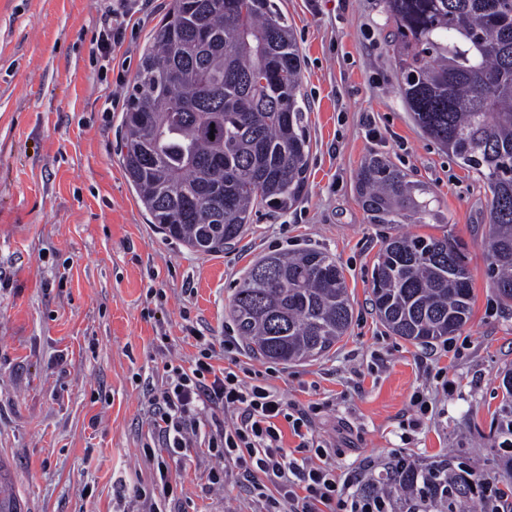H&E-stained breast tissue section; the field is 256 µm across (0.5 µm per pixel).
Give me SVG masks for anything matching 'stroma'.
I'll return each mask as SVG.
<instances>
[{
  "mask_svg": "<svg viewBox=\"0 0 512 512\" xmlns=\"http://www.w3.org/2000/svg\"><path fill=\"white\" fill-rule=\"evenodd\" d=\"M279 5L309 104L307 187L287 213L254 211L232 248L201 254L149 223L118 150L126 94L172 0H146L106 65L92 52L102 0H0V474L19 512H143L137 493L154 471L141 454L142 381L161 383L165 360H191L196 329L226 366L236 355L222 345L236 333L229 308L248 268L299 248L327 250L343 268L350 329L319 358L248 363L289 402L317 405L315 430L337 466L490 457L512 309L487 275L483 184L410 118L383 0ZM373 154L430 186L446 218L430 231L461 246L471 274V318L433 343L430 362L370 304L385 231L357 182ZM422 390L436 407L413 431L405 420ZM216 465L198 452L173 467L182 512H247L236 468L205 490Z\"/></svg>",
  "mask_w": 512,
  "mask_h": 512,
  "instance_id": "1",
  "label": "stroma"
}]
</instances>
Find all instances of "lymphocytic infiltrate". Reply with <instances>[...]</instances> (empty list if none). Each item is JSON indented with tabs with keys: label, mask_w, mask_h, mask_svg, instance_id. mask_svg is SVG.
Segmentation results:
<instances>
[{
	"label": "lymphocytic infiltrate",
	"mask_w": 512,
	"mask_h": 512,
	"mask_svg": "<svg viewBox=\"0 0 512 512\" xmlns=\"http://www.w3.org/2000/svg\"><path fill=\"white\" fill-rule=\"evenodd\" d=\"M135 8L136 0L106 7L96 39L100 56L110 57L121 43ZM196 347L191 361H165L162 385L143 388L148 439L142 453L155 469L150 488L140 493L148 512H173L170 465L200 448L222 463L210 471L209 484L223 486L226 465L239 467L245 497L257 512H358L352 475L339 472L315 434L316 407L288 402L261 373L247 380L239 368H215L210 337H197ZM285 424L299 440L296 448L283 442Z\"/></svg>",
	"instance_id": "lymphocytic-infiltrate-1"
}]
</instances>
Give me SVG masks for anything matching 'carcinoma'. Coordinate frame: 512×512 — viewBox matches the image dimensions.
Instances as JSON below:
<instances>
[{"mask_svg": "<svg viewBox=\"0 0 512 512\" xmlns=\"http://www.w3.org/2000/svg\"><path fill=\"white\" fill-rule=\"evenodd\" d=\"M393 57L411 119L490 194L482 241L500 302H512V0H384ZM267 83L252 81L255 70ZM301 57L277 0H172L133 78L123 118L126 177L149 222L191 250H224L253 210L286 212L307 184L310 138ZM358 194L372 224L445 221L433 191L388 158L368 157ZM472 285L447 236L389 235L377 254L371 305L396 336L427 345L470 319ZM230 315L252 350L282 363L329 352L353 307L327 251L256 260ZM490 432L502 437L498 477L479 484L471 459L390 462L361 486L364 512H504L512 499V367Z\"/></svg>", "mask_w": 512, "mask_h": 512, "instance_id": "1", "label": "carcinoma"}]
</instances>
